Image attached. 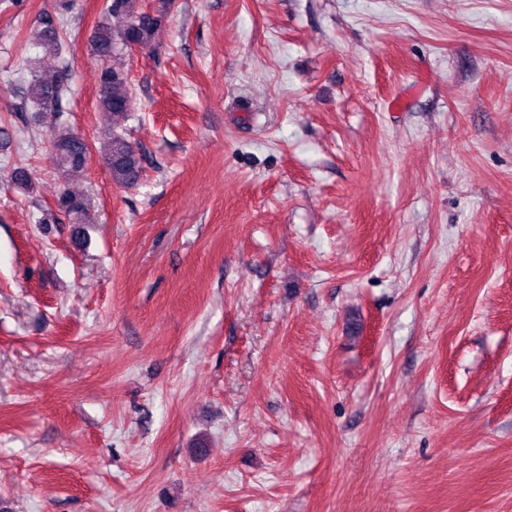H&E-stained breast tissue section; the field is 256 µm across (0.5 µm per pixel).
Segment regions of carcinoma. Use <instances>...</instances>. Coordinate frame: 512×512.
<instances>
[{
    "mask_svg": "<svg viewBox=\"0 0 512 512\" xmlns=\"http://www.w3.org/2000/svg\"><path fill=\"white\" fill-rule=\"evenodd\" d=\"M172 7V0H157L150 10L142 0H111L106 19L95 29L90 42L93 55L102 61L98 80V103L113 119L126 118L132 106L125 53L136 47H152L156 31L164 24ZM33 39L48 47L49 55H61L63 45L54 20L45 16ZM66 93L62 78H45L34 74L25 88V103L37 112H55ZM50 147L63 173L70 174L86 167L88 146L84 139L69 130L50 136ZM112 182L121 187L137 184L143 172V156L125 135L112 130L105 154ZM59 211L72 223L81 224L87 207L83 198L62 192L58 197Z\"/></svg>",
    "mask_w": 512,
    "mask_h": 512,
    "instance_id": "1",
    "label": "carcinoma"
}]
</instances>
